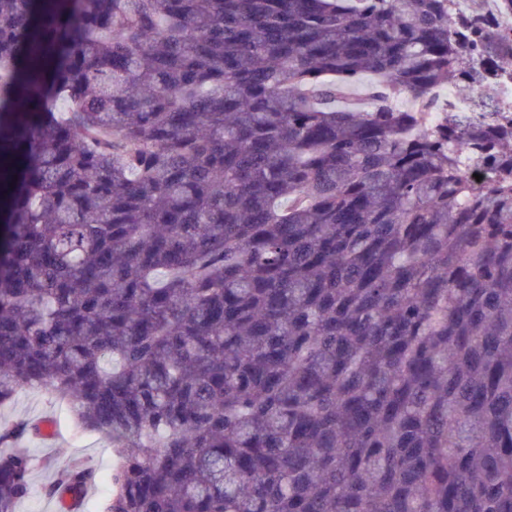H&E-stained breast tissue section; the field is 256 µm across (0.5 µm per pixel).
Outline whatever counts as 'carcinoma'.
Here are the masks:
<instances>
[{
	"mask_svg": "<svg viewBox=\"0 0 512 512\" xmlns=\"http://www.w3.org/2000/svg\"><path fill=\"white\" fill-rule=\"evenodd\" d=\"M507 71L456 0H0V405L106 512H512V102L427 120ZM0 419L4 422L18 420H43L51 423L55 432L53 440L26 438L20 446L28 448L38 460L32 476L37 489L51 483L58 470L75 460L97 469L98 485L86 493L82 500V512H105L111 495L108 477L119 461L112 455L110 442L101 434L78 430L65 406L45 390H22L15 398L0 407Z\"/></svg>",
	"mask_w": 512,
	"mask_h": 512,
	"instance_id": "carcinoma-1",
	"label": "carcinoma"
}]
</instances>
